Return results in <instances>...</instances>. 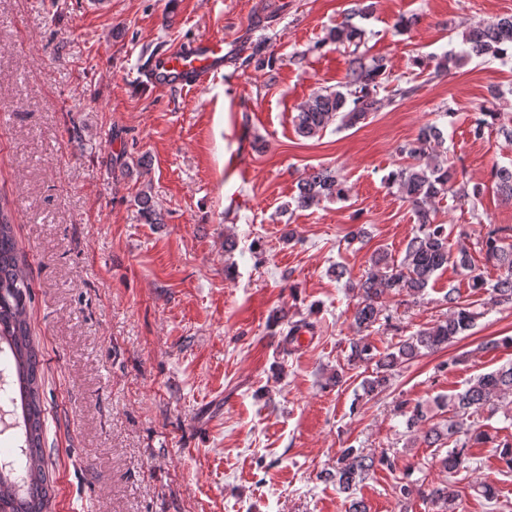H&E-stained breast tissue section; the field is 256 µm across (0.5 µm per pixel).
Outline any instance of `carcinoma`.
I'll return each instance as SVG.
<instances>
[{"label":"carcinoma","mask_w":512,"mask_h":512,"mask_svg":"<svg viewBox=\"0 0 512 512\" xmlns=\"http://www.w3.org/2000/svg\"><path fill=\"white\" fill-rule=\"evenodd\" d=\"M371 8L372 5L361 0L326 38L338 47L352 48L346 91L324 90L301 103L293 119L299 136L313 138L336 121L342 127L355 126L380 111L382 89L390 91L395 99H404L413 93L412 86L390 85L384 57L373 56L367 60L358 53L364 43L365 30L353 19L368 14ZM466 42L469 44L466 55L470 57H487L503 65L512 63V15L472 31ZM464 56L452 49L446 51L438 57L434 74L438 76L460 66ZM443 143V130L436 124H429L414 140L398 148V153L411 163L391 171L386 181L413 208L418 232L406 243L401 261L377 251L371 258L372 266L366 276L348 282L356 299L351 314L356 336L349 343L347 361L351 366L374 365L371 375L361 382L363 394L369 397L385 392L395 372L402 367L447 348L471 330L480 316L474 304L459 302L457 290L451 286L444 295L449 310L445 319L421 328L377 353L363 332L370 330L384 316L388 298L403 296L414 303L423 300L435 274L447 270L451 263L471 272L469 281L473 292L488 293L495 305L512 303V244L505 243L496 232L482 240L481 250L486 261L501 271L491 284L482 274L474 273L473 260L466 248L461 247L455 252L450 249L447 228L436 222L434 205L449 192H455L459 199L466 201L477 198L482 191L477 185L470 191L454 189L455 172L439 160V148ZM493 176L497 192L512 199V167H498ZM345 193V185L336 173L322 167L300 180L294 202L300 209H310L325 201L341 199ZM137 204L147 223H164L163 215L149 193L141 192ZM30 300L31 283L17 245L12 217L0 205V355L4 356V369L9 377L7 388L0 394L12 406V428L16 429L20 442L19 457L7 465L0 464V512H48L51 499L43 450L45 420L39 351L26 319ZM303 329L312 332L314 324L305 319L287 322L285 341L289 347H295L296 336ZM510 396L512 363L477 375L462 392L437 396L435 404L446 412L444 417L430 413L420 402L397 400L395 410L405 418L404 435L408 442L420 439L427 447L444 452L438 463L446 473V479L427 487L413 481L401 482L396 486L399 499L408 502L417 496L436 508V512H457L460 493L455 489L453 479L467 462L468 449L474 446L493 444L498 447L503 472L512 474V442H499L494 434L473 426L470 421L484 410L495 414L496 404ZM379 465L393 469L396 463L385 453L375 457L360 448H343L336 469L324 473L323 478L336 481L339 491L346 494V512H369L364 500L354 496L353 488Z\"/></svg>","instance_id":"obj_1"}]
</instances>
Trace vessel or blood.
Returning a JSON list of instances; mask_svg holds the SVG:
<instances>
[{
    "instance_id": "obj_1",
    "label": "vessel or blood",
    "mask_w": 512,
    "mask_h": 512,
    "mask_svg": "<svg viewBox=\"0 0 512 512\" xmlns=\"http://www.w3.org/2000/svg\"><path fill=\"white\" fill-rule=\"evenodd\" d=\"M224 59L223 42L201 40L188 49L159 56L144 76L158 87L184 83L204 85L223 68Z\"/></svg>"
}]
</instances>
